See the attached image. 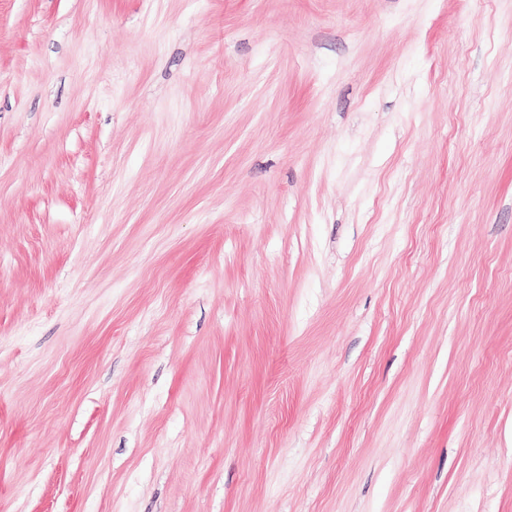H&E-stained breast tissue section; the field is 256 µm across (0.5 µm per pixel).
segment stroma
Returning a JSON list of instances; mask_svg holds the SVG:
<instances>
[{
  "label": "stroma",
  "instance_id": "obj_1",
  "mask_svg": "<svg viewBox=\"0 0 512 512\" xmlns=\"http://www.w3.org/2000/svg\"><path fill=\"white\" fill-rule=\"evenodd\" d=\"M0 512H512V0H0Z\"/></svg>",
  "mask_w": 512,
  "mask_h": 512
}]
</instances>
